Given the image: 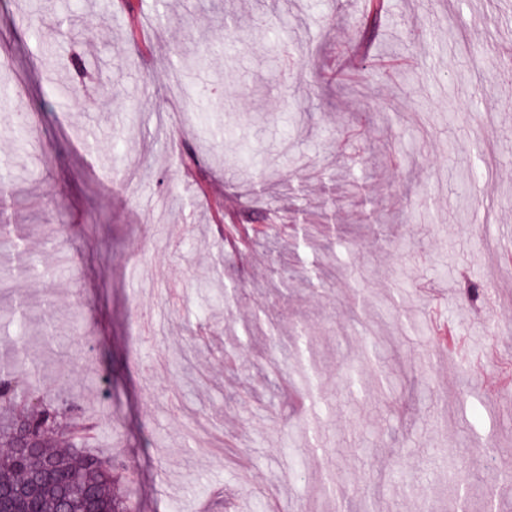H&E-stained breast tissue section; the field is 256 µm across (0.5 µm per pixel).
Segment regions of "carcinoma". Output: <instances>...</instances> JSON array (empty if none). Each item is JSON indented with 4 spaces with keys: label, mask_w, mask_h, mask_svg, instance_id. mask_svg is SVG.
Segmentation results:
<instances>
[{
    "label": "carcinoma",
    "mask_w": 512,
    "mask_h": 512,
    "mask_svg": "<svg viewBox=\"0 0 512 512\" xmlns=\"http://www.w3.org/2000/svg\"><path fill=\"white\" fill-rule=\"evenodd\" d=\"M26 302L18 299L0 319V337L18 345L15 359L0 363V485L24 487L41 481L34 497L17 503L16 512H136L129 501L112 493L126 463L90 448L82 409L74 397L47 402L37 389V373L26 369ZM27 432L38 447L16 448L18 433ZM57 462L59 476L41 480L45 463Z\"/></svg>",
    "instance_id": "obj_1"
}]
</instances>
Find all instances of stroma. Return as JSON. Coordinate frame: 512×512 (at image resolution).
Returning a JSON list of instances; mask_svg holds the SVG:
<instances>
[{
    "label": "stroma",
    "instance_id": "1",
    "mask_svg": "<svg viewBox=\"0 0 512 512\" xmlns=\"http://www.w3.org/2000/svg\"><path fill=\"white\" fill-rule=\"evenodd\" d=\"M511 45L512 0H0V117L30 121L0 120L23 176L0 208V311L28 302L39 388L81 389L91 442L130 469L117 498L460 512L463 487L481 512L494 488L512 512V392L491 387L512 372ZM214 195L265 235L225 250ZM432 304L464 352L438 359Z\"/></svg>",
    "mask_w": 512,
    "mask_h": 512
}]
</instances>
